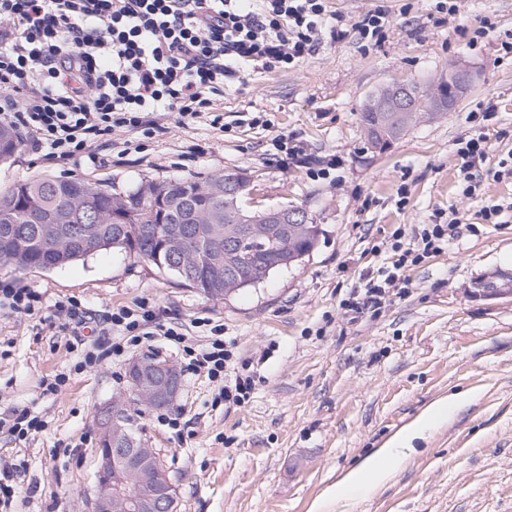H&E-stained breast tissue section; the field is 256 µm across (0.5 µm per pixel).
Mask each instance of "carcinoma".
Wrapping results in <instances>:
<instances>
[{
    "instance_id": "carcinoma-1",
    "label": "carcinoma",
    "mask_w": 512,
    "mask_h": 512,
    "mask_svg": "<svg viewBox=\"0 0 512 512\" xmlns=\"http://www.w3.org/2000/svg\"><path fill=\"white\" fill-rule=\"evenodd\" d=\"M19 148V139L8 128L0 127V163L11 160ZM230 172L201 182L191 178L145 180L127 193H114L83 180L40 177L0 193V268L17 272L52 270L84 261L108 249L127 250L155 266L168 264V251L155 233L183 227L180 209L172 207L165 215L154 209L153 199L188 198L205 209L196 235L179 253L184 271L173 274L185 285L212 298H226L238 289L236 282L251 279L256 284L273 273L294 267L298 257L307 256L317 246L323 229L310 225V231L288 241V226L267 225L266 248L245 243L232 253L224 252V190L247 187L241 174L226 184ZM93 200L99 213L90 224H81L82 235L63 231L71 225L69 214L75 207ZM132 214L127 224L112 223V213Z\"/></svg>"
}]
</instances>
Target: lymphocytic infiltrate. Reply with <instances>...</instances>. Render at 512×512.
<instances>
[{"label": "lymphocytic infiltrate", "instance_id": "obj_1", "mask_svg": "<svg viewBox=\"0 0 512 512\" xmlns=\"http://www.w3.org/2000/svg\"><path fill=\"white\" fill-rule=\"evenodd\" d=\"M326 16L325 0H0V126L51 161L95 159L117 132L153 137L172 112L184 126L206 117L221 128L225 83L247 66L295 67L316 51ZM448 230L424 228L415 248L367 282L363 306L380 305L408 264L440 251ZM104 322L111 344L81 349L75 370L160 336L185 347L225 401L244 403L253 389L252 376L228 374L223 326L194 348L143 301Z\"/></svg>", "mask_w": 512, "mask_h": 512}]
</instances>
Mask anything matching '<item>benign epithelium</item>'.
<instances>
[{
  "instance_id": "7a95c632",
  "label": "benign epithelium",
  "mask_w": 512,
  "mask_h": 512,
  "mask_svg": "<svg viewBox=\"0 0 512 512\" xmlns=\"http://www.w3.org/2000/svg\"><path fill=\"white\" fill-rule=\"evenodd\" d=\"M477 73L465 62H456L448 68V74L435 84L431 105L422 109L411 94L407 84H389L372 94L365 103L369 112L383 113L382 124L374 131H367L369 146L374 152H383L392 143V124L411 125L420 120H431L443 112L451 111L458 97L476 80ZM224 223L236 225V231L224 239V249L230 250L248 241L256 242L262 235L261 224H308L309 213L293 206H280L257 211L237 197L233 205H224ZM502 275L491 272L478 284L487 296H512V288L498 286ZM128 371L135 382L137 398L151 403L175 401L180 384L172 365L152 358L134 359ZM124 406L115 402L104 409L108 419L101 421L100 439L112 441L101 462L105 478L94 484L89 512H113L118 506L124 512H171V482L159 481L157 472L159 453L145 442H137L116 419ZM135 480L137 492L118 493L113 485Z\"/></svg>"
}]
</instances>
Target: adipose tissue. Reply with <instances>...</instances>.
<instances>
[{"instance_id":"1","label":"adipose tissue","mask_w":512,"mask_h":512,"mask_svg":"<svg viewBox=\"0 0 512 512\" xmlns=\"http://www.w3.org/2000/svg\"><path fill=\"white\" fill-rule=\"evenodd\" d=\"M470 400V394L464 393L450 401L435 404L408 432L395 438L391 447L381 449L369 457L361 468L337 483V498L350 499L373 490L389 476L392 462L409 455L413 449V440L423 437L426 431L435 424L447 420Z\"/></svg>"}]
</instances>
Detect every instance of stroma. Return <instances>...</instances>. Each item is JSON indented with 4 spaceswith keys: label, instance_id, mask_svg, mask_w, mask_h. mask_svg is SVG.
I'll use <instances>...</instances> for the list:
<instances>
[{
    "label": "stroma",
    "instance_id": "obj_1",
    "mask_svg": "<svg viewBox=\"0 0 512 512\" xmlns=\"http://www.w3.org/2000/svg\"><path fill=\"white\" fill-rule=\"evenodd\" d=\"M326 5L346 37L323 33L297 67L249 69L226 84L223 130L170 115L164 133L133 136L139 150L123 158L105 148L95 163L49 164L22 147L0 165V192L44 176L123 192L147 179L204 182L236 170L250 181L254 208L299 206L324 230L299 266L224 299L122 250L47 272L0 269V283L42 295L37 315L0 312V417L25 408L48 422L22 442L0 432V458L27 462L12 512H87L97 414L130 396L126 362L75 371L73 332L54 316L67 297L97 322L149 300L197 347L209 341L201 321L223 325L234 366L249 365L250 398L229 405L163 337L138 350L181 377L172 408L133 414L165 462L177 512H512V297L474 292L486 274L512 273V177L493 176L512 153V59L499 50L512 39V0H462L452 18L433 0ZM380 7L390 28L365 42L355 25ZM456 61L478 78L454 110L410 126L386 153L365 148L358 113L369 95L392 82L430 85ZM480 133L488 158L466 197L457 149ZM280 137L334 157L335 169L311 177L274 148ZM495 204L505 208L500 223H484L481 210ZM451 214L458 224L440 253L407 267L380 305L350 310L367 279L396 260L394 244L415 247L424 225ZM60 372L67 385L42 396L41 382ZM466 390L476 400L414 440L384 483L360 498L331 497L434 403Z\"/></svg>",
    "mask_w": 512,
    "mask_h": 512
}]
</instances>
